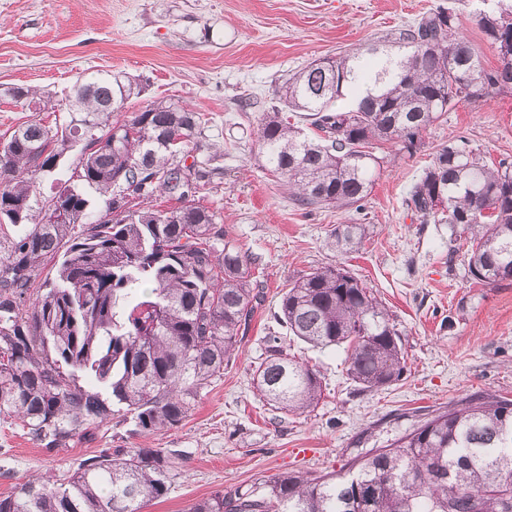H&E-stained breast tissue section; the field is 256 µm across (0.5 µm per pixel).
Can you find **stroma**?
I'll return each mask as SVG.
<instances>
[{
    "label": "stroma",
    "mask_w": 512,
    "mask_h": 512,
    "mask_svg": "<svg viewBox=\"0 0 512 512\" xmlns=\"http://www.w3.org/2000/svg\"><path fill=\"white\" fill-rule=\"evenodd\" d=\"M495 0H0V140L20 124L66 118L80 76L121 74L142 88L112 115L131 119L174 98L199 112L202 156L224 173L199 194L252 264L257 300L239 331L223 377L205 388L191 415L153 438L121 415L48 449L0 420V495L47 473L74 471L103 450L166 448L181 455L168 496L144 512H188L213 491L231 494L280 474L342 470L390 444L449 404L487 393L512 399V279H472L452 253L447 225L422 222L407 203L422 169L449 142L465 140L490 164L512 165V89L459 102L415 139L412 150L383 142L363 213L298 208L265 168L258 129L284 111L282 84L316 59L372 44L391 45L439 8H453L485 69L499 56L474 22ZM31 89L49 107L7 97ZM339 224H364L368 237L346 256L328 246ZM344 263L394 321L406 368L400 381L365 390L349 380L344 353L291 340L276 320L288 283ZM319 372L324 395L292 416L259 398L252 381L270 337Z\"/></svg>",
    "instance_id": "35a3bbf8"
}]
</instances>
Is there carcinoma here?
I'll list each match as a JSON object with an SVG mask.
<instances>
[{"label":"carcinoma","mask_w":512,"mask_h":512,"mask_svg":"<svg viewBox=\"0 0 512 512\" xmlns=\"http://www.w3.org/2000/svg\"><path fill=\"white\" fill-rule=\"evenodd\" d=\"M476 25L500 65L485 70L461 35L457 14L437 10L404 30L398 52L310 62L281 99L324 133L319 140L278 112L261 122L268 169L304 209H362L379 166L375 142L415 137L465 98L512 85V0L479 12ZM79 112L50 129L31 121L0 150V418L20 422L50 447L113 416L145 437L180 426L201 391L224 375L254 299L250 262L196 202L220 168L193 159L200 113L161 100L124 122L116 106L135 94L112 73L73 86ZM352 97L347 109L337 99ZM83 146L43 215L32 212L35 178ZM113 201L132 189L121 213L102 219L84 188ZM164 196L179 206L161 210ZM425 220L449 226L467 246L470 274L485 284L512 278V170L491 167L463 141L442 147L412 185ZM365 224H338L330 246L359 250ZM52 262V281L36 285ZM277 318L298 340L346 351L347 374L368 390L399 381L405 359L381 301L341 266L288 284ZM84 378L87 385L78 383ZM258 395L302 415L322 396L308 365L277 340L254 374ZM178 455L164 448L105 450L71 474L35 478L0 496V512H144L167 497ZM189 512H512V400L487 394L423 421L345 473L282 474L232 496L217 490Z\"/></svg>","instance_id":"cac0c4a2"}]
</instances>
